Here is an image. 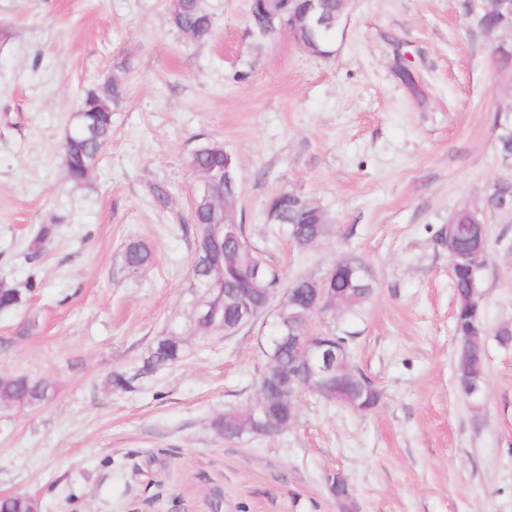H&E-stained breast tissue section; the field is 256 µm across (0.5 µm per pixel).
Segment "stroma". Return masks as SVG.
Here are the masks:
<instances>
[{"instance_id":"1","label":"stroma","mask_w":512,"mask_h":512,"mask_svg":"<svg viewBox=\"0 0 512 512\" xmlns=\"http://www.w3.org/2000/svg\"><path fill=\"white\" fill-rule=\"evenodd\" d=\"M208 40L174 28L167 0H0V280L38 288L0 312V374L52 382L46 402L0 407V496L39 512H339L325 482L343 474L357 512H512V211L484 201L512 182L494 127L512 108V66L470 0H351L335 52L249 24L250 0H208ZM405 58L418 84L392 71ZM117 78L114 135L90 179L61 155L79 98ZM219 140L238 161L237 217L284 281L360 258L373 285L356 313L323 321L352 333L355 363L383 393L362 415L306 391L272 437L228 442L211 419L246 410L266 364L257 329L191 338L178 366L130 393L107 386L150 340L184 325L201 180L189 165ZM174 190L157 208L154 184ZM290 190L325 210V237L299 248L266 220ZM480 212L479 287L487 381L479 412L455 388L454 288L437 232ZM44 224L56 232L27 255ZM152 259L127 272V243ZM36 329L18 337L28 320Z\"/></svg>"}]
</instances>
